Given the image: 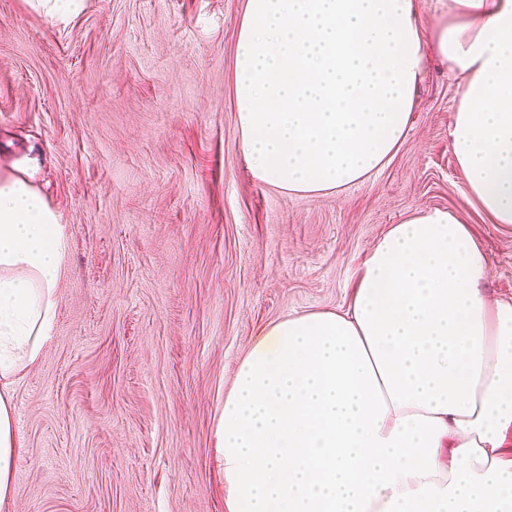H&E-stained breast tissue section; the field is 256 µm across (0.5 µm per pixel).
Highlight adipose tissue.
I'll list each match as a JSON object with an SVG mask.
<instances>
[{"instance_id": "1", "label": "adipose tissue", "mask_w": 512, "mask_h": 512, "mask_svg": "<svg viewBox=\"0 0 512 512\" xmlns=\"http://www.w3.org/2000/svg\"><path fill=\"white\" fill-rule=\"evenodd\" d=\"M465 82L448 125L469 201L512 225V0H247L236 45L241 151L258 181L339 191L410 125L426 48ZM69 249L23 174L0 179V504L15 461L12 385L57 315ZM468 224L390 226L346 311L266 327L237 366L216 440L228 512H512V303L481 285ZM416 3L426 30L435 27L443 15H448V0H416Z\"/></svg>"}]
</instances>
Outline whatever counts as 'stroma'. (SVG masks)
<instances>
[{
  "instance_id": "obj_1",
  "label": "stroma",
  "mask_w": 512,
  "mask_h": 512,
  "mask_svg": "<svg viewBox=\"0 0 512 512\" xmlns=\"http://www.w3.org/2000/svg\"><path fill=\"white\" fill-rule=\"evenodd\" d=\"M246 0H0V178L26 170L70 250L39 362L13 386L20 441L0 512H227L214 431L269 323L348 305L391 226L470 224L485 291L512 301V227L480 217L448 136L463 79L429 57L379 172L288 195L240 150Z\"/></svg>"
}]
</instances>
